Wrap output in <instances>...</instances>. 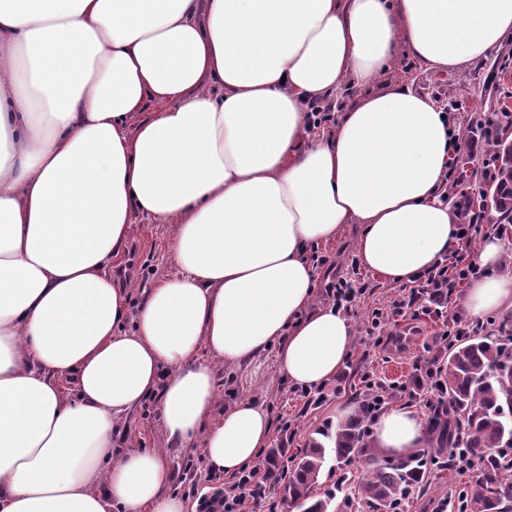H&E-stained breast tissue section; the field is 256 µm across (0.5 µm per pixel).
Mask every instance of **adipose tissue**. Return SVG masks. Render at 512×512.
Returning a JSON list of instances; mask_svg holds the SVG:
<instances>
[{"label": "adipose tissue", "mask_w": 512, "mask_h": 512, "mask_svg": "<svg viewBox=\"0 0 512 512\" xmlns=\"http://www.w3.org/2000/svg\"><path fill=\"white\" fill-rule=\"evenodd\" d=\"M509 36L512 0H0V512H188L164 452L122 448L150 398L168 447L202 440L229 478L253 463L273 419L219 410L215 362L274 346L310 388L353 343L310 306L311 251L356 225L358 262L408 284L458 244L444 108L368 85L399 42L448 73ZM348 88L310 137V104ZM137 216L174 225L176 273L135 298L111 270ZM503 252L485 237L473 318L512 306ZM425 436L404 408L374 426L395 457Z\"/></svg>", "instance_id": "1"}]
</instances>
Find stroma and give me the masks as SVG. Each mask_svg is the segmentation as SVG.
Masks as SVG:
<instances>
[{"label":"stroma","mask_w":512,"mask_h":512,"mask_svg":"<svg viewBox=\"0 0 512 512\" xmlns=\"http://www.w3.org/2000/svg\"><path fill=\"white\" fill-rule=\"evenodd\" d=\"M402 82L414 85L449 107L460 151L476 163L471 181L486 180L481 164L488 157V146L479 135L466 134L465 129L476 120L507 125L502 108L512 107V38H507L485 61L461 74L425 70L406 48H399L396 58L379 74L374 86L381 89ZM133 223L134 233L122 256L113 264L112 276L118 284L137 294L156 280L174 274L167 249L175 227L152 224L138 217ZM354 237V230L349 229L340 238L318 246L317 255L326 257L327 262L317 268L315 302L327 303L329 284L342 277H352ZM363 277L368 288L349 314L355 331L354 342L336 376L325 381L319 403L307 405L296 386L278 373L275 349H268L264 356L246 367L217 363L222 406L250 396L270 410L273 430L269 447L287 449L292 455L300 452L317 430L336 424L341 409L356 408L354 396L370 380L386 387L399 386L394 406L414 408L411 393L416 389L415 377L418 369L432 362L438 348L435 334L439 324L424 313L400 318L384 328L385 333L391 334V341L378 343L370 332L371 313L373 309L387 307L400 288L369 270L364 271ZM122 427L127 432L128 449L166 451L171 471L170 489L187 503H195L197 494L211 492L212 488L230 487V480L208 472L202 441H195L187 448L166 447L154 402L134 410Z\"/></svg>","instance_id":"stroma-1"}]
</instances>
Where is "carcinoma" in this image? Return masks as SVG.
<instances>
[{
  "instance_id": "1",
  "label": "carcinoma",
  "mask_w": 512,
  "mask_h": 512,
  "mask_svg": "<svg viewBox=\"0 0 512 512\" xmlns=\"http://www.w3.org/2000/svg\"><path fill=\"white\" fill-rule=\"evenodd\" d=\"M490 147L494 173L486 186L500 232L512 236V150L497 125L468 127ZM437 376L416 386L417 395L435 391L426 402L427 447L402 458L376 448L364 412L331 429L319 430L292 458L285 495L294 512H332L342 495L341 512H402L405 500L423 496L448 480L450 512H512V312L493 332L474 331L448 338L433 357ZM332 452L336 483L317 492L319 476ZM478 461L472 483L459 482L460 463ZM360 462L361 479L351 471Z\"/></svg>"
}]
</instances>
